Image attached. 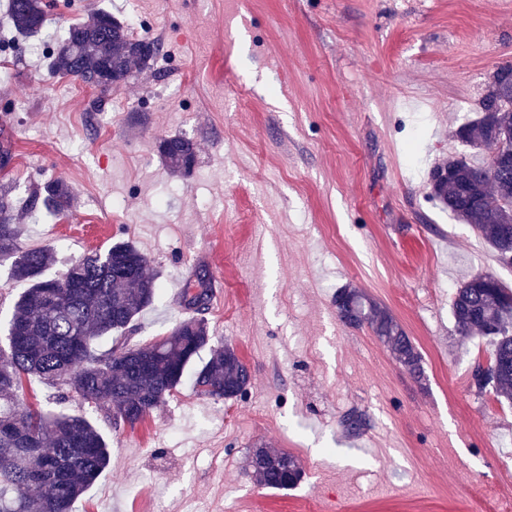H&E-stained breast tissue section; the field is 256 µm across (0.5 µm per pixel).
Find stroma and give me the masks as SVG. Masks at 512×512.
Returning <instances> with one entry per match:
<instances>
[{
  "label": "stroma",
  "mask_w": 512,
  "mask_h": 512,
  "mask_svg": "<svg viewBox=\"0 0 512 512\" xmlns=\"http://www.w3.org/2000/svg\"><path fill=\"white\" fill-rule=\"evenodd\" d=\"M46 2L47 33L103 10L163 54L103 101L49 72L40 37L0 65V185L22 200L61 180L75 198L23 223L21 246L53 250L56 273L118 241L140 249L162 293L138 343L186 317L179 296L207 269L212 343L252 373L232 400L182 385L133 426L28 384L26 403L87 414L112 447L74 512H492L494 491L512 494V403L472 386L492 348L451 311L465 276L512 287V265L428 196L512 64V0ZM168 135L194 142L190 175L163 164ZM345 287L399 323L422 378L339 319ZM353 409L357 434L340 423ZM259 444L294 455L302 480L258 487L245 458Z\"/></svg>",
  "instance_id": "35a3bbf8"
}]
</instances>
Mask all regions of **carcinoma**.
<instances>
[{
  "label": "carcinoma",
  "mask_w": 512,
  "mask_h": 512,
  "mask_svg": "<svg viewBox=\"0 0 512 512\" xmlns=\"http://www.w3.org/2000/svg\"><path fill=\"white\" fill-rule=\"evenodd\" d=\"M6 12L24 40L40 34L47 21L43 0H6ZM160 54L157 41L134 35L129 24L100 11L63 31L49 67L105 97L134 73L153 68ZM496 130L512 135L511 65L497 69L480 116L455 130L471 152L450 156L432 170L430 196L472 225L500 262L512 264V209L502 206L512 198V161L489 163ZM158 152L174 173L188 174L196 162L194 143L183 136L161 139ZM72 202L69 187L53 180L32 194L27 207L36 214H65ZM20 234L17 202L0 187V261H11L12 277L28 284L0 339V512H73L109 466L111 447L84 413L22 407L25 383L36 379L62 387L92 407L107 406L114 420L133 426L189 376L197 392L219 401L238 397L250 383V371L230 346L212 349L194 366L211 341L204 319L196 316L197 298L210 299V279H191L182 291L181 302L193 316L161 340L132 345L128 333L162 291L136 246L115 243L49 277L51 251L20 247ZM336 309L345 324L368 325L411 375L421 377L419 352L386 310L356 288L336 292ZM452 314L462 337L477 336L493 346L486 376L473 367L472 385L511 403L512 290L491 273L472 274L456 288ZM341 425L358 433L367 422L352 410ZM248 467L265 488L288 489L302 478L293 455L263 446L252 451Z\"/></svg>",
  "instance_id": "carcinoma-1"
}]
</instances>
